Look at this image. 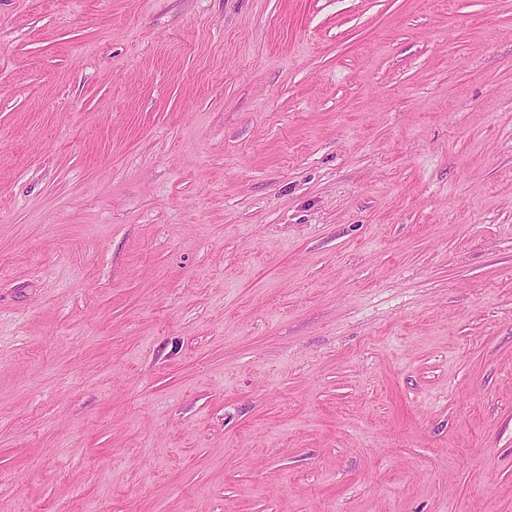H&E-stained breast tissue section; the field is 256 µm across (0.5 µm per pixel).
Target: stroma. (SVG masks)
<instances>
[{"mask_svg": "<svg viewBox=\"0 0 512 512\" xmlns=\"http://www.w3.org/2000/svg\"><path fill=\"white\" fill-rule=\"evenodd\" d=\"M512 512V0H0V512Z\"/></svg>", "mask_w": 512, "mask_h": 512, "instance_id": "35a3bbf8", "label": "stroma"}]
</instances>
